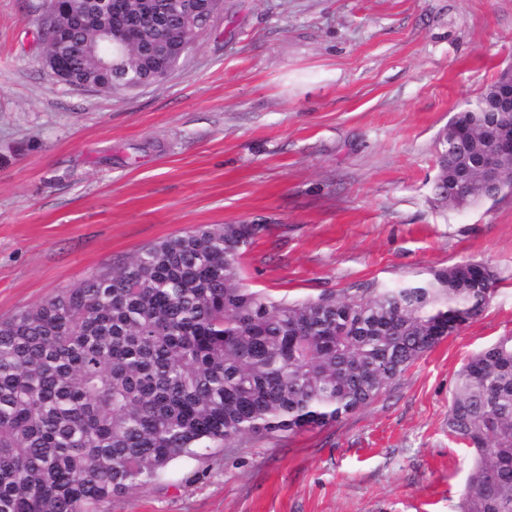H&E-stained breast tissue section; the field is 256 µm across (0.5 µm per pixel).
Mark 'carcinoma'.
I'll return each instance as SVG.
<instances>
[{
	"instance_id": "cac0c4a2",
	"label": "carcinoma",
	"mask_w": 512,
	"mask_h": 512,
	"mask_svg": "<svg viewBox=\"0 0 512 512\" xmlns=\"http://www.w3.org/2000/svg\"><path fill=\"white\" fill-rule=\"evenodd\" d=\"M139 30L98 70L86 52L100 19L65 18L52 44L74 79L123 71L151 80L185 38L169 0H122ZM496 113L484 97L438 136L436 199L491 201L482 146ZM260 224L198 226L96 270L0 322V512H95L179 457L244 435L325 427L375 399L442 339L477 317L495 279L462 265L431 269L375 297L288 302L240 285V258ZM448 435L470 448L461 512H512V335L459 370Z\"/></svg>"
}]
</instances>
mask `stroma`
I'll return each instance as SVG.
<instances>
[{"mask_svg":"<svg viewBox=\"0 0 512 512\" xmlns=\"http://www.w3.org/2000/svg\"><path fill=\"white\" fill-rule=\"evenodd\" d=\"M0 0V320L200 225L260 224L244 287L289 301L487 265L494 294L365 408L173 462L97 512H459L461 365L512 334V193L436 200L437 140L512 64V0H221L169 75L106 93Z\"/></svg>","mask_w":512,"mask_h":512,"instance_id":"35a3bbf8","label":"stroma"}]
</instances>
